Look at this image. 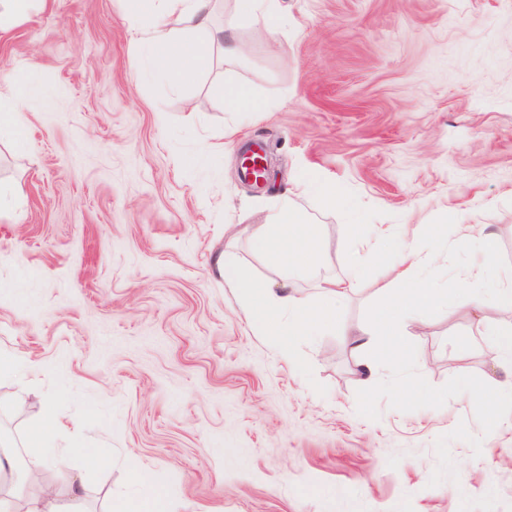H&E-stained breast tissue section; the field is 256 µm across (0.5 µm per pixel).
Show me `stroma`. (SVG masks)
Returning <instances> with one entry per match:
<instances>
[{"label": "stroma", "mask_w": 512, "mask_h": 512, "mask_svg": "<svg viewBox=\"0 0 512 512\" xmlns=\"http://www.w3.org/2000/svg\"><path fill=\"white\" fill-rule=\"evenodd\" d=\"M143 0H49L0 33V442L27 452L44 400L75 428L55 448L97 449L104 466L42 470L83 512L142 494L132 467L153 472L172 512H512V428L460 402L468 376L482 395L499 355L495 313L467 311L474 254L448 251L427 270L444 305L408 326L418 360L380 359L364 379L342 331L372 324L373 283L392 245L444 247L457 224L497 236L512 276V0H278L285 26L255 34L223 0L217 25L250 45L214 58L191 86L136 74ZM246 85L253 112H230L225 85ZM264 148L261 184L241 176ZM333 184L358 217L308 195L320 231L301 274L313 290L361 278L335 330L300 340L291 368L249 323L218 264L232 248L244 275L276 282L251 245L268 210L300 177Z\"/></svg>", "instance_id": "35a3bbf8"}]
</instances>
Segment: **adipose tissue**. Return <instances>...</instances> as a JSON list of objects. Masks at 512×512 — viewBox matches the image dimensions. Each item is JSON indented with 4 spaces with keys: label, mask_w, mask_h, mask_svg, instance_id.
Listing matches in <instances>:
<instances>
[{
    "label": "adipose tissue",
    "mask_w": 512,
    "mask_h": 512,
    "mask_svg": "<svg viewBox=\"0 0 512 512\" xmlns=\"http://www.w3.org/2000/svg\"><path fill=\"white\" fill-rule=\"evenodd\" d=\"M155 24L132 42L136 63H148L151 74L175 85L192 81L211 64L213 49H221L225 58L244 54V46L234 26L214 28L215 0H161ZM315 193L327 203L337 200L334 185L303 179L292 194L284 196L268 217L267 229L254 241L255 249L269 257L282 273L279 286L241 276L232 255H225L224 282L242 295L250 322L286 359H293V344L304 336L335 328L336 307L353 289L354 277L326 278L319 282L321 297L310 300L297 290L294 280L317 257V232L307 224L294 198ZM455 244L472 250L477 262L471 271L478 280L498 276L495 267V235L471 224L459 225ZM438 258L437 252L409 245L397 246L392 266L377 284L385 299L379 309L375 328L345 331L352 351L381 349L395 362L404 360L408 350L402 338L404 324L413 317H427L440 300L437 285L420 275ZM503 356L497 377L491 378L485 406L498 415L501 400L512 401V323L495 331Z\"/></svg>",
    "instance_id": "1"
}]
</instances>
